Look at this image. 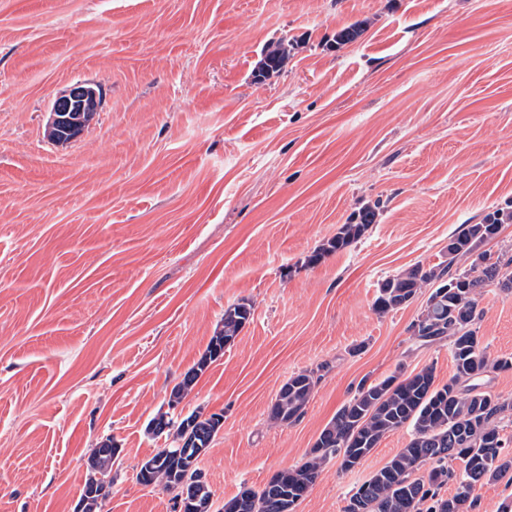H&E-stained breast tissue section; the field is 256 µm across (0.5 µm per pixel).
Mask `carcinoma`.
<instances>
[{
	"mask_svg": "<svg viewBox=\"0 0 512 512\" xmlns=\"http://www.w3.org/2000/svg\"><path fill=\"white\" fill-rule=\"evenodd\" d=\"M363 24L355 23L336 33V46L357 40ZM287 49L278 44L267 51L257 78L278 71ZM377 206L362 207L342 225L336 237L322 245L308 260L315 264L324 256L342 251L377 223ZM501 225L483 218L479 224H462L449 238L448 260L428 268L416 265L381 281L373 302L379 315L410 303L429 286L432 291L424 310L412 323L413 336L424 345L451 342L455 372L443 384L436 383L433 369L426 368L405 378L391 375L374 383L362 382L322 429L303 461L277 472L261 489H248L249 496L236 494L224 502V512H294L331 457L345 449L358 450L352 461L341 458L340 467L350 470L377 447L389 432L410 430V440L384 467L361 484L349 498L346 512H470L475 487L497 481L512 472L509 440L501 433L500 421L512 414V399L487 390L483 379L512 367L511 359H494L472 329L479 317L477 297L481 289L497 284L512 288V272L492 260L480 246L495 237ZM470 261L469 269L451 273L453 264ZM251 305L235 304L224 311V328L210 339L205 352L171 390L168 404L177 405L191 392L200 375L224 348L234 342L251 316ZM316 379L299 372L282 385L270 411L275 424L297 421L312 396ZM224 424V415L193 411L181 419L156 416L149 431L165 436L170 447L159 449L140 467L138 483L176 492L183 512H211L210 487L193 485L198 470ZM121 449L112 439L103 440L88 457L89 474L81 495V512H101L111 492L99 484L98 476L112 469ZM457 461L459 469L448 466ZM456 484L453 495L440 489Z\"/></svg>",
	"mask_w": 512,
	"mask_h": 512,
	"instance_id": "obj_1",
	"label": "carcinoma"
}]
</instances>
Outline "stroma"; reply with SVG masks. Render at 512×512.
Returning a JSON list of instances; mask_svg holds the SVG:
<instances>
[{
  "label": "stroma",
  "instance_id": "1",
  "mask_svg": "<svg viewBox=\"0 0 512 512\" xmlns=\"http://www.w3.org/2000/svg\"><path fill=\"white\" fill-rule=\"evenodd\" d=\"M77 82L102 104L54 143L52 99ZM367 204L377 224L309 263ZM511 207L512 0H0V512H78L108 437L102 512H174L135 479L166 445L147 426L240 302L252 318L177 408L224 416L200 462L215 506L296 465L360 382L446 383L448 342L410 331L429 289L380 315L378 285ZM478 308L512 359V293ZM303 370L302 416L273 424ZM409 439L329 460L295 512H344ZM316 379L311 372H299L282 385L270 411L274 424H288L297 421L312 396ZM111 438L103 440L98 448H94L88 457L89 474L81 495V512H101L103 503L111 492L105 491L99 484L98 476L106 470H112V465L121 452Z\"/></svg>",
  "mask_w": 512,
  "mask_h": 512
}]
</instances>
